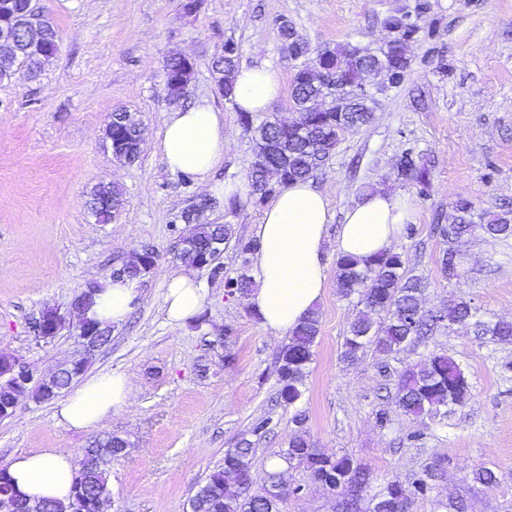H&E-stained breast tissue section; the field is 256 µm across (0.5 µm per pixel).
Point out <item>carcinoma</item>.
Returning a JSON list of instances; mask_svg holds the SVG:
<instances>
[{"label": "carcinoma", "instance_id": "1", "mask_svg": "<svg viewBox=\"0 0 512 512\" xmlns=\"http://www.w3.org/2000/svg\"><path fill=\"white\" fill-rule=\"evenodd\" d=\"M27 0H11L5 23L24 25L29 22ZM46 32V42L40 54L29 62L28 71L41 61L53 56L59 46L60 36L48 13L38 16ZM384 25L396 32L401 43L413 37L414 29L407 27L404 13L386 17ZM226 51L217 56L212 67L217 71L220 94L232 99V73L236 67V49L231 43L224 44ZM411 59L404 49L373 48L347 44L333 50L327 66L333 71L335 96L345 103L332 106L326 112H313L312 101L327 94L325 83L306 68L296 71L292 81V98L298 111V124L285 129L276 121L266 120L258 126L250 125L249 116L241 120L250 126L256 155L248 179L251 193L257 194V183L266 173L275 169L280 174L278 185L288 187L297 180L308 179L313 172L332 157L344 132L368 123L373 114V93L364 89V77L371 70L378 78L376 90L384 92L395 86L391 74L405 73ZM185 79L180 58L173 56L164 65V80L168 99L172 103L182 98L184 87L178 83ZM398 178L403 182L424 183L429 168L423 163L402 157L396 163ZM90 201H106L109 208L95 213L103 224L111 221L112 211L122 204L121 191L110 183L99 182L89 193ZM454 224L438 225L439 236L446 248L440 258V269L448 280L459 277L458 268L462 247L472 239L512 237V211L507 210L491 217L476 210L467 199L455 205ZM189 228L179 231L183 257L195 266L197 261L206 263L212 274L221 270L219 259L226 244L234 237L230 224H200L196 210L181 215ZM224 284L228 294L244 297L250 288L246 275L229 277ZM336 288L338 294L349 299L358 298L360 309L351 321L344 337L342 358L357 359L358 354L372 346L383 358H395L410 346L420 344L442 328L453 324L472 323L477 335L487 336L499 343H512V321H485L476 307L463 296H458L448 306L430 311L422 306L426 285L419 278L406 276L403 254L389 249L372 259L361 260L352 255L340 256L336 261ZM320 332V317L316 311L307 315L291 332L288 341L276 354L278 364V398L290 407L302 396V388L313 360L312 347ZM72 379L57 377L51 390L40 388L29 397L40 401L50 400L68 389ZM471 396L470 384L463 367L445 352H432L419 364L405 367L398 384L399 410L415 418L429 416L444 418L448 411L463 406ZM252 442L245 439L240 446L224 452V466L213 471L198 484L191 498V512H282L287 495L292 493L288 481V468L297 462L303 465L311 482L329 492L343 495L339 502L341 512H361L360 492L368 484L365 468L349 456L332 458L313 448L299 431L288 441V448L281 455L285 467L268 473L265 485L258 492L252 491L253 477L249 465ZM91 449L81 448L76 454V465L83 468L82 485H73V495L68 504L41 500L34 504L18 497L6 468L0 467V495L13 497L27 507L34 505L40 512H112V499H98V492L109 487V476L99 465L90 461ZM436 477L430 472L408 484L397 480L374 494L368 512H408L415 498L424 494L428 480Z\"/></svg>", "mask_w": 512, "mask_h": 512}]
</instances>
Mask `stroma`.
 I'll return each mask as SVG.
<instances>
[{
  "mask_svg": "<svg viewBox=\"0 0 512 512\" xmlns=\"http://www.w3.org/2000/svg\"><path fill=\"white\" fill-rule=\"evenodd\" d=\"M185 2L40 0L59 30V51L38 78L20 74L0 82V354L19 358L39 379L80 359L85 376L117 370L131 380L123 409L84 430L59 422L56 400L24 401L0 419V466L20 453L74 452L117 435L128 446L106 461L112 512H190L197 485L242 438L253 442L251 470L263 483L270 460L287 449L300 411L314 448L351 456L366 468V495L436 470L439 478L409 512H454L457 502L466 512H512V343L487 344L456 325L388 364L370 348L355 361L342 360L357 307L337 292L331 239L310 372L296 407L281 406L280 340L245 301L224 294L225 278L253 270L233 247L220 259L222 275L198 274L207 294L205 323L176 329L165 317V283L185 267L174 226L207 191L197 176L170 170L159 148L174 109L163 76L169 57L194 62L183 105L204 101L224 116L229 145L211 181L244 184L255 145L212 74L225 43L236 46L238 66H266L282 83L281 97L253 122L289 120L301 61L281 37V25L314 51L375 48L387 38L385 17L407 12L417 32L404 80L378 95L371 123L342 135L312 183L329 201L332 232L366 191L404 198L407 228L392 247L405 253L409 274L427 281L426 307L464 295L484 318L512 320V238L468 242L462 276L450 282L438 265L444 243L434 231L452 223L458 200L491 213L512 204V0H196L191 13ZM118 109L134 114L144 129L143 151L131 165L117 162L106 145V124ZM405 154L428 164L427 184L397 180L393 164ZM101 181L124 192L107 224L96 223L88 207L89 192ZM265 207L246 191L233 209L217 197L202 219L232 225L249 240ZM148 245L158 252L157 264L139 280L143 299L113 325L109 343L85 352L68 329L34 339L30 326L44 309L66 311L86 283L110 278L132 250ZM434 350L462 364L471 385L470 400L444 424L409 419L395 406L402 367ZM261 420L265 433L251 436ZM480 469L492 470L496 485L476 481ZM288 475L299 491L283 512H339L338 496L312 483L305 468Z\"/></svg>",
  "mask_w": 512,
  "mask_h": 512,
  "instance_id": "obj_1",
  "label": "stroma"
}]
</instances>
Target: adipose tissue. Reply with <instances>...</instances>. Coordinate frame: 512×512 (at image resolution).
Listing matches in <instances>:
<instances>
[{
  "label": "adipose tissue",
  "mask_w": 512,
  "mask_h": 512,
  "mask_svg": "<svg viewBox=\"0 0 512 512\" xmlns=\"http://www.w3.org/2000/svg\"><path fill=\"white\" fill-rule=\"evenodd\" d=\"M233 83V100L242 112L267 111L282 94L277 76L263 66L239 68ZM160 149L171 170L206 177L224 161L220 112L203 102L171 112ZM408 215V206L399 196L363 194L345 213L336 235L337 252L369 259L388 250ZM330 219L325 197L307 181L289 185L264 209L255 226L259 242L255 286L246 303L265 330L276 335L292 331L321 300L327 280L323 255ZM137 298L135 282L107 279L85 316L108 324L121 322ZM205 300L196 271L184 269L167 284L164 309L169 323L183 327ZM130 390V379L123 372L99 375L59 402L56 415L71 428H89L122 409ZM7 469L17 493L28 500L68 502L75 477L68 449L23 453L13 457Z\"/></svg>",
  "instance_id": "obj_1"
}]
</instances>
